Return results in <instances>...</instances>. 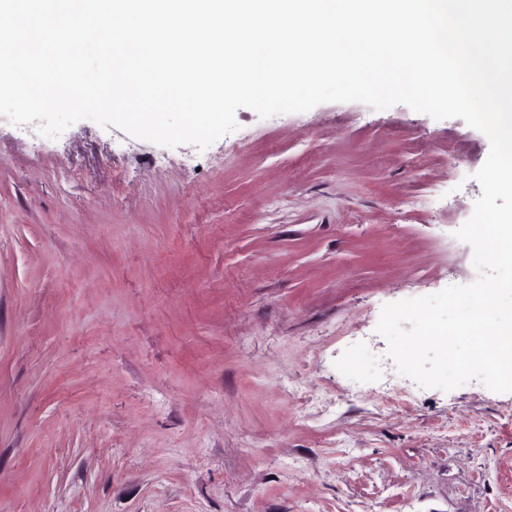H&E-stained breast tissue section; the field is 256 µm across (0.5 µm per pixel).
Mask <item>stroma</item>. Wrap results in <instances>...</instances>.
<instances>
[{
    "mask_svg": "<svg viewBox=\"0 0 512 512\" xmlns=\"http://www.w3.org/2000/svg\"><path fill=\"white\" fill-rule=\"evenodd\" d=\"M206 148L0 116V512H512V392L384 305L476 276L488 138L329 102Z\"/></svg>",
    "mask_w": 512,
    "mask_h": 512,
    "instance_id": "obj_1",
    "label": "stroma"
}]
</instances>
